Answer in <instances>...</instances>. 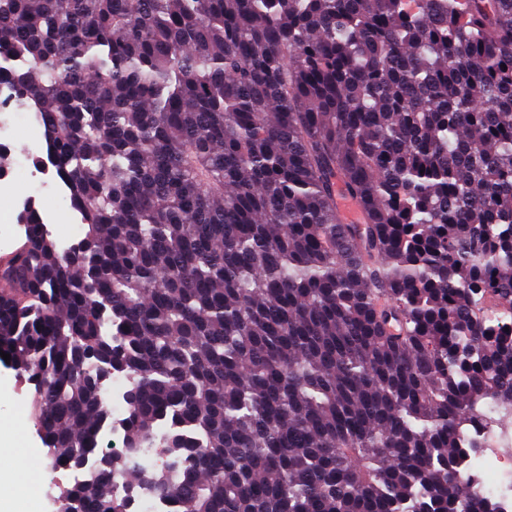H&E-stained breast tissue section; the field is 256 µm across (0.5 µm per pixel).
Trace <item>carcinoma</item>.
Segmentation results:
<instances>
[{
	"label": "carcinoma",
	"mask_w": 512,
	"mask_h": 512,
	"mask_svg": "<svg viewBox=\"0 0 512 512\" xmlns=\"http://www.w3.org/2000/svg\"><path fill=\"white\" fill-rule=\"evenodd\" d=\"M2 83L87 226L29 207L0 259L51 466L95 464L61 512H472V433L512 429V0H0ZM338 211L343 222L349 224H362L365 219L363 206L356 200L338 194ZM47 204L48 206L45 211H42L41 208H38L42 218H47L48 223L45 224L55 225L62 234L70 233L72 224L74 225H72L71 233H75L78 225V232L74 237L71 238L70 242L74 241L78 237H81L83 234V225L80 224V218L78 214L70 208L68 202L62 205H57L53 200H48ZM72 221H76L77 223H71ZM124 380L122 378H117L112 381V426H105L101 432V438H103L106 434H112V437L102 440L103 446L106 447L108 444H112V441L115 439H124V429H123V402L122 399L124 397ZM99 435V436H100Z\"/></svg>",
	"instance_id": "1"
}]
</instances>
